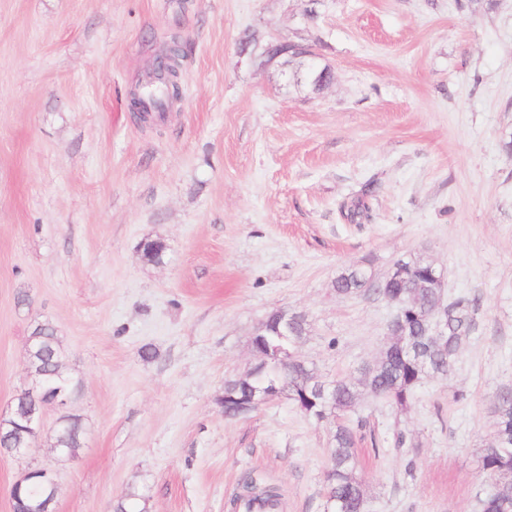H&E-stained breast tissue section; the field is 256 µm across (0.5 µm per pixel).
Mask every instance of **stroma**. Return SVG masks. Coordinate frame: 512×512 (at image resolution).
<instances>
[{"mask_svg": "<svg viewBox=\"0 0 512 512\" xmlns=\"http://www.w3.org/2000/svg\"><path fill=\"white\" fill-rule=\"evenodd\" d=\"M174 38L181 97L138 122L128 93ZM270 42L313 55L269 62ZM357 196L358 224L340 212ZM410 256L477 299L476 328L407 410L351 413L368 512H481L512 385V0H0V415L49 321L87 430L60 457L46 409L23 458L0 454V512L30 466L52 471L55 512H111L133 488L148 512H229L249 474L284 512H326L335 417L278 399L230 418L216 398L278 309L306 317L302 359L356 376L396 307L335 280ZM372 275L361 266L345 268L335 280V290L339 295H362L365 282Z\"/></svg>", "mask_w": 512, "mask_h": 512, "instance_id": "1", "label": "stroma"}]
</instances>
